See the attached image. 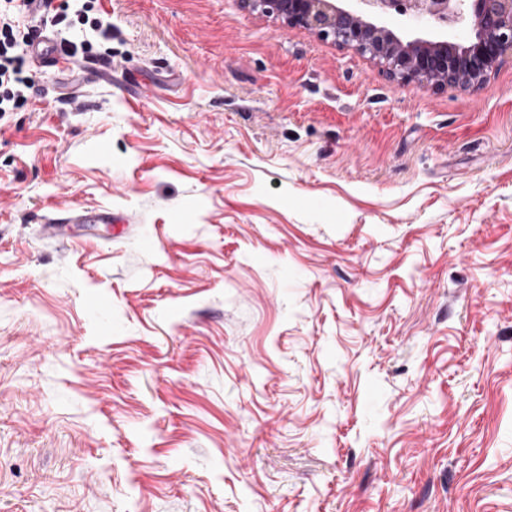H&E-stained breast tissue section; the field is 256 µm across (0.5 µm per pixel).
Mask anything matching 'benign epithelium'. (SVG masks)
Instances as JSON below:
<instances>
[{
	"label": "benign epithelium",
	"mask_w": 512,
	"mask_h": 512,
	"mask_svg": "<svg viewBox=\"0 0 512 512\" xmlns=\"http://www.w3.org/2000/svg\"><path fill=\"white\" fill-rule=\"evenodd\" d=\"M248 8L315 31L368 54L397 81L433 89L476 87L512 55V0H243ZM398 14L446 31L436 39L404 41L376 18ZM467 29L459 41L453 32Z\"/></svg>",
	"instance_id": "1"
}]
</instances>
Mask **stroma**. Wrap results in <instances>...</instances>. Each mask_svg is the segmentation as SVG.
<instances>
[{
  "label": "stroma",
  "mask_w": 512,
  "mask_h": 512,
  "mask_svg": "<svg viewBox=\"0 0 512 512\" xmlns=\"http://www.w3.org/2000/svg\"><path fill=\"white\" fill-rule=\"evenodd\" d=\"M99 6L0 118V512H512V57ZM112 213L108 211H100L98 213H90L81 209H71L64 215L56 218H48L42 224V234L46 238H54L57 236L59 224H111Z\"/></svg>",
  "instance_id": "obj_1"
}]
</instances>
